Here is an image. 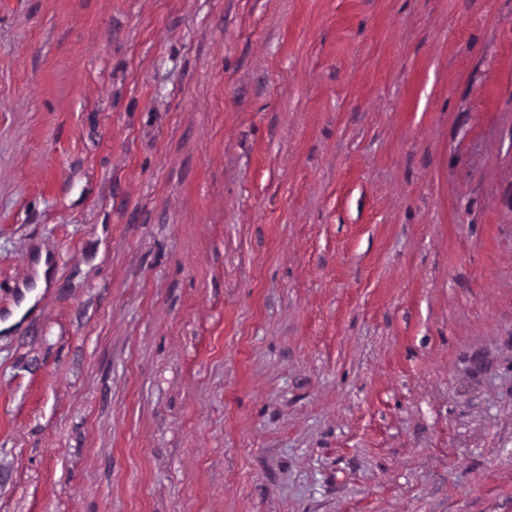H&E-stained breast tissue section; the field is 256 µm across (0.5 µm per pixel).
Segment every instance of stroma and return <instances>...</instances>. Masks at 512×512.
<instances>
[{"instance_id": "stroma-1", "label": "stroma", "mask_w": 512, "mask_h": 512, "mask_svg": "<svg viewBox=\"0 0 512 512\" xmlns=\"http://www.w3.org/2000/svg\"><path fill=\"white\" fill-rule=\"evenodd\" d=\"M5 320L0 512H512V0H0Z\"/></svg>"}]
</instances>
